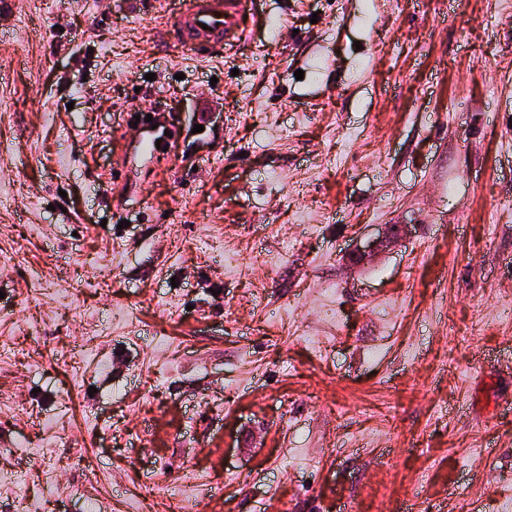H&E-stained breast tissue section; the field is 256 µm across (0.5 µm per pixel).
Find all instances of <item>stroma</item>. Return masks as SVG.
Listing matches in <instances>:
<instances>
[{
  "label": "stroma",
  "instance_id": "obj_1",
  "mask_svg": "<svg viewBox=\"0 0 512 512\" xmlns=\"http://www.w3.org/2000/svg\"><path fill=\"white\" fill-rule=\"evenodd\" d=\"M182 6L0 0V512H505L512 0ZM251 0H188L169 26L171 41L184 53L206 58L232 50L243 37ZM207 25V29H202Z\"/></svg>",
  "mask_w": 512,
  "mask_h": 512
}]
</instances>
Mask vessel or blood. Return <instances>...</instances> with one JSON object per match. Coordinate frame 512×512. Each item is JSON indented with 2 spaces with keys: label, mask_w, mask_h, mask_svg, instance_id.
Segmentation results:
<instances>
[{
  "label": "vessel or blood",
  "mask_w": 512,
  "mask_h": 512,
  "mask_svg": "<svg viewBox=\"0 0 512 512\" xmlns=\"http://www.w3.org/2000/svg\"><path fill=\"white\" fill-rule=\"evenodd\" d=\"M249 0H186L169 26L171 41L184 53L206 58L233 49L246 35Z\"/></svg>",
  "instance_id": "obj_1"
}]
</instances>
